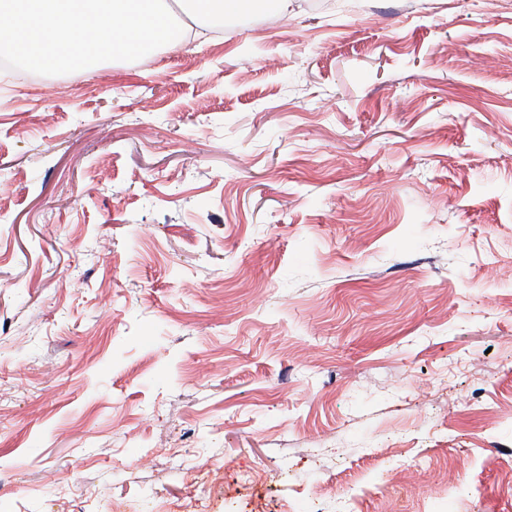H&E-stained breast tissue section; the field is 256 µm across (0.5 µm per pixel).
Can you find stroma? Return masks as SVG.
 Returning a JSON list of instances; mask_svg holds the SVG:
<instances>
[{"label":"stroma","mask_w":512,"mask_h":512,"mask_svg":"<svg viewBox=\"0 0 512 512\" xmlns=\"http://www.w3.org/2000/svg\"><path fill=\"white\" fill-rule=\"evenodd\" d=\"M328 2L0 70V512H512V0Z\"/></svg>","instance_id":"obj_1"}]
</instances>
